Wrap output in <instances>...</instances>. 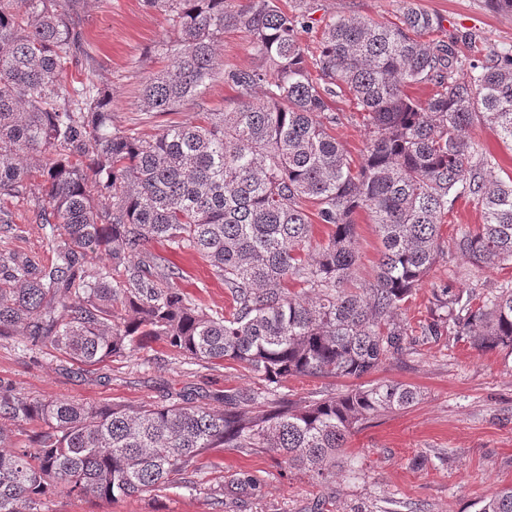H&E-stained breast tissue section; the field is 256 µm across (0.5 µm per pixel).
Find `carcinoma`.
Listing matches in <instances>:
<instances>
[{
	"instance_id": "cac0c4a2",
	"label": "carcinoma",
	"mask_w": 512,
	"mask_h": 512,
	"mask_svg": "<svg viewBox=\"0 0 512 512\" xmlns=\"http://www.w3.org/2000/svg\"><path fill=\"white\" fill-rule=\"evenodd\" d=\"M143 3L164 12L174 38L162 43L166 68L141 84L140 111L199 108L219 79L236 93L231 109L154 135L119 128L92 67L75 86L63 81L87 54L81 0H0V224L13 223L4 202L22 199L59 230L49 266L0 253V339L24 335L30 350L50 346L81 366L160 342L270 386L359 380L449 328L483 352L512 353L511 288L440 285L418 327L399 319L443 253L441 225L457 200L481 215L458 248L480 267L512 262V176L485 178L492 160L469 136L489 125L512 146V44L475 59V34L435 39L441 21L411 5L377 21L316 20V0ZM314 22L322 35L311 49L299 30ZM232 31L246 36L252 66L216 61L214 43ZM419 84L435 94L413 98ZM344 91L368 130L357 161L333 135L345 115L330 102ZM362 210L380 242L371 282L358 275ZM316 223L328 233L315 244ZM151 242L205 259L227 309L211 313L173 287L179 273ZM99 252L112 269L88 265ZM420 396L388 380L311 401L236 390L218 414L190 393L93 407L25 396L0 379V444L20 423L38 425L28 444L0 453V512H42L59 496L143 498L173 474L188 486L214 448L269 453L327 483L351 470L355 429ZM259 489L250 474L233 479L218 488V512L224 498ZM479 512H512V489Z\"/></svg>"
}]
</instances>
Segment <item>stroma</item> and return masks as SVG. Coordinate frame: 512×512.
Returning <instances> with one entry per match:
<instances>
[{"instance_id": "1", "label": "stroma", "mask_w": 512, "mask_h": 512, "mask_svg": "<svg viewBox=\"0 0 512 512\" xmlns=\"http://www.w3.org/2000/svg\"><path fill=\"white\" fill-rule=\"evenodd\" d=\"M323 14H357L391 19L405 5L438 15L444 31L475 32L486 46L512 44V14L487 9L483 0H319ZM80 23L97 79L110 94L109 110L118 127L131 125L155 134L167 120L192 122L195 110L167 118L140 112L138 89L145 77L163 66L157 49L170 34L162 12L142 0H84ZM331 107L345 113L335 135L359 158L367 137L360 112L347 96ZM14 226L0 232V252L17 251L39 264L54 258V231L26 203L11 204ZM481 222L474 203L458 200L442 226L443 253L422 286L405 304L404 321L426 317L433 286L512 288V264L494 269L474 265L457 243ZM182 273L174 285L223 311L222 280L198 254L151 243ZM0 378L26 395L76 400L91 406L138 407L164 403L168 394L198 391L212 410L223 411L224 394L264 391L262 380L236 364H208L170 355L164 345L115 357L93 367L73 364L46 347L32 353L21 336L0 340ZM368 382L391 380L415 385L419 404L371 419L350 438L358 477H337L330 512H479L485 498L512 486V355L486 353L463 337L447 335L419 344L413 353L382 365ZM242 473L260 482L257 497L244 506L227 503L228 512H309L323 493L308 473L280 467L269 455L216 448L201 460L194 488L173 482L147 498L114 502L57 497L45 512H215L210 491Z\"/></svg>"}]
</instances>
